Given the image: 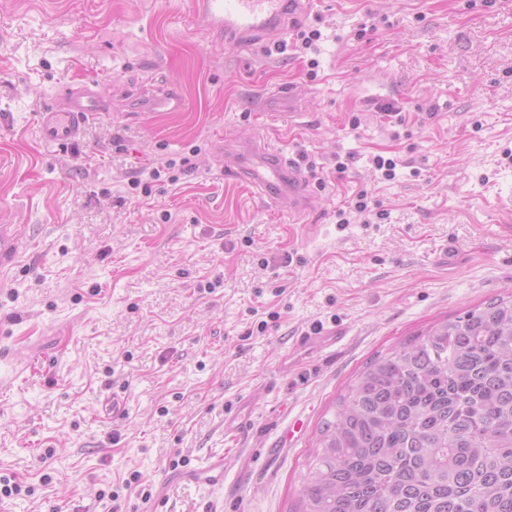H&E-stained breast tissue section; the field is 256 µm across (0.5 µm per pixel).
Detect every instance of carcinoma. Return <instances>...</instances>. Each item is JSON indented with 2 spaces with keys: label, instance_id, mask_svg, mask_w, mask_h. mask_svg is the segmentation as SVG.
Here are the masks:
<instances>
[{
  "label": "carcinoma",
  "instance_id": "carcinoma-1",
  "mask_svg": "<svg viewBox=\"0 0 512 512\" xmlns=\"http://www.w3.org/2000/svg\"><path fill=\"white\" fill-rule=\"evenodd\" d=\"M289 512H512V295L373 357Z\"/></svg>",
  "mask_w": 512,
  "mask_h": 512
}]
</instances>
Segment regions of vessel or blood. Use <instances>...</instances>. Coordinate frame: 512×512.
I'll list each match as a JSON object with an SVG mask.
<instances>
[{
  "instance_id": "1",
  "label": "vessel or blood",
  "mask_w": 512,
  "mask_h": 512,
  "mask_svg": "<svg viewBox=\"0 0 512 512\" xmlns=\"http://www.w3.org/2000/svg\"><path fill=\"white\" fill-rule=\"evenodd\" d=\"M309 0H193L196 25L210 37L238 50L249 49L259 38L279 36L287 31L293 11L307 12ZM104 101L95 82L66 88L38 113V131L43 141L64 145L79 140L85 122L103 115ZM218 151L225 171L249 181L272 205L287 203L289 209H307L309 194L304 180L289 172L275 151L248 143H220ZM21 257L20 238L15 225L0 224V271L16 266ZM196 481L220 484L224 481V460H208L192 471Z\"/></svg>"
}]
</instances>
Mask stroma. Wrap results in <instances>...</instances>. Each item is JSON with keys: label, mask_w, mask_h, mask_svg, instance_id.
Masks as SVG:
<instances>
[{"label": "stroma", "mask_w": 512, "mask_h": 512, "mask_svg": "<svg viewBox=\"0 0 512 512\" xmlns=\"http://www.w3.org/2000/svg\"><path fill=\"white\" fill-rule=\"evenodd\" d=\"M299 22L322 33L313 78L296 51L216 44L191 0H0V222L29 246L0 274V349L42 361L0 392V479L22 487L7 512H287L371 357L512 292V0H315ZM88 79L110 117L46 144L41 105ZM285 83L305 91L294 122L257 107ZM161 92L183 108L150 111ZM221 138L306 153L326 185L276 211L225 179ZM375 154L399 159L394 180ZM159 158L179 181L131 193ZM362 187L378 214L339 229ZM319 326L343 342L302 350ZM212 456L222 485L184 479Z\"/></svg>", "instance_id": "1"}]
</instances>
